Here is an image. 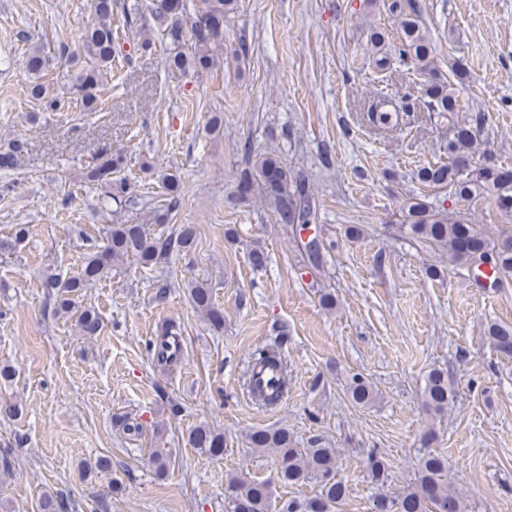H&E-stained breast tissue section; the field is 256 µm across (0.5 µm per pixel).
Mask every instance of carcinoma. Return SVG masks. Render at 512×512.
<instances>
[{
    "label": "carcinoma",
    "mask_w": 512,
    "mask_h": 512,
    "mask_svg": "<svg viewBox=\"0 0 512 512\" xmlns=\"http://www.w3.org/2000/svg\"><path fill=\"white\" fill-rule=\"evenodd\" d=\"M234 0H155L149 9L153 23L163 29L169 40L170 52L166 69L172 76L190 68L208 71L220 66L215 50L224 44V16ZM386 13L396 19L399 39L397 52L401 61L413 65L428 76L424 90V105L441 118L453 120L455 114L465 111L463 99L448 77L434 61L433 43L423 21L421 6L416 0H383ZM94 16L80 36V53H70V47L61 44L60 56H84L91 65L81 68L71 79L70 98L82 109L95 111L100 105L104 79L112 70L114 0H91ZM369 42L374 51L375 66L384 71L390 68L391 58L385 51L388 35L377 26L368 27ZM50 66L49 56L38 46L31 48L26 58L30 75L31 95L47 99L51 110L58 106L55 98H46L41 82ZM415 109L410 94L399 98L382 97L367 110L369 122L378 129H390L399 124L400 114ZM486 123V113L471 112L467 118L454 123L455 132L445 151L448 160L422 168L418 179L432 190L444 195L430 201L426 196L409 195L402 201V223L410 232L436 249L448 254L451 262L480 265L488 262L493 276L512 277V233L491 237L484 226L472 223L459 211L445 207L453 197L471 207L485 199L504 213H512V171L498 164L493 155L481 149L478 134ZM25 142L13 141L0 150V171L14 169ZM123 157L102 148L87 165L86 177L104 188L101 208L131 207L135 197L126 187L112 193V174L120 170ZM163 189L160 204L153 208L151 220L155 224H169L176 216L182 201L180 176L175 172L160 175ZM257 193L266 203L279 224H291L298 230L302 224H313L317 219L316 199L310 183L281 158L264 155L253 165L243 169L238 181L237 199ZM196 238L193 224H178L168 234L149 236L141 224H112L107 232L104 249L89 252L82 260L77 275L61 278L50 274L43 280V288L56 303V311L66 316H77L76 326L83 336H94L102 329L100 315L91 309L79 310L75 297L85 285L95 281L112 264L129 257L143 266L179 252H188ZM195 308L203 313L210 325L224 327V311L213 300L210 286L199 283L189 292ZM484 338L501 355L512 358V327L491 323L484 328ZM286 339L274 345L255 349L249 357L243 374V390L261 407L277 405L291 383L288 361L281 353ZM260 364L278 369L280 393L275 397L259 394L254 388V370ZM351 400L359 405L370 404L378 392L366 378L356 374L348 387ZM454 394L448 385V376L434 370L427 377L421 406L430 416L441 417L448 411ZM189 444L210 458L224 455V436L209 427L194 428ZM251 447L274 455L279 479L288 485H318L314 497L303 503H288V512H338L345 499L347 487L339 477L334 448H299L286 428L260 429L249 435ZM369 477L377 485L371 501V512H467L464 496L448 481V459L436 453L424 455L414 473L413 482L398 493L385 491L388 463L380 456H369ZM64 500L50 493L42 496L40 512H65ZM271 492L267 483L251 480L244 475H229L224 483V512H270Z\"/></svg>",
    "instance_id": "obj_1"
}]
</instances>
